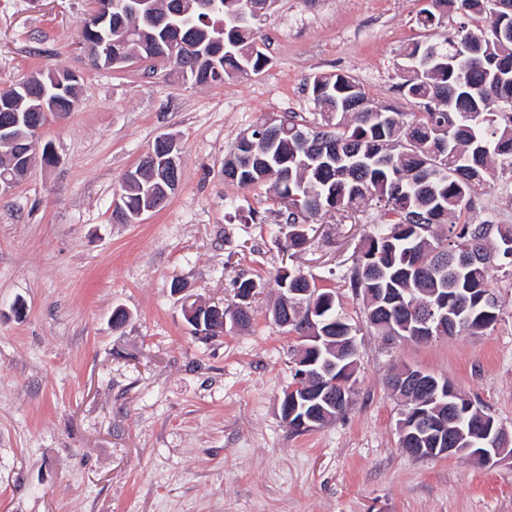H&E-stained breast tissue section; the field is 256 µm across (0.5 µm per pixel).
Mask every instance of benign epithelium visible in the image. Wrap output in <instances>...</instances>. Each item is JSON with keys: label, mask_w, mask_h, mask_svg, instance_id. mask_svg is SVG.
<instances>
[{"label": "benign epithelium", "mask_w": 512, "mask_h": 512, "mask_svg": "<svg viewBox=\"0 0 512 512\" xmlns=\"http://www.w3.org/2000/svg\"><path fill=\"white\" fill-rule=\"evenodd\" d=\"M170 51L156 42L143 46V50H135L129 54L124 62H139L144 56L159 62L169 63L174 60V43H168ZM411 69L420 75H430L441 68L440 56L428 45H422V52L413 58ZM0 140L11 143L17 161L18 174L10 180L0 181V195L8 194L17 183L23 180L33 167L35 153L34 138L25 134H15L11 127L0 128ZM159 142L165 149L156 152L149 150L139 162L129 169L123 178V186L136 184L147 172L160 174V177L169 181L171 187L176 188L179 183L173 180V174L180 167V154L176 141L167 135L159 137ZM186 315L192 321L199 334H211L224 331V328L233 329L241 327L239 314L235 309L222 310L216 306L208 311L207 318H202L197 306L192 304L186 308ZM448 317V312L435 303L427 304L424 315L415 321V334L412 339L420 342H429L434 337V324ZM294 382L285 390L281 401V414L284 423L291 429H314L316 426L335 417L350 403V371L337 373L336 363L317 365L312 359H298L295 369ZM392 385L404 394L416 395L420 398V409L405 412V421L400 423L401 439H419L421 435L428 434L433 437V446L430 448H414V455L423 458L454 457L473 451L476 457L486 466L498 464L503 457L500 448L512 442V433L502 426L480 423L479 444L464 441L465 434L457 429L448 432V421L444 417L435 418L427 410V406L435 401L447 399L448 387L424 371L403 368L392 375Z\"/></svg>", "instance_id": "7a95c632"}]
</instances>
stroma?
<instances>
[{
  "label": "stroma",
  "mask_w": 512,
  "mask_h": 512,
  "mask_svg": "<svg viewBox=\"0 0 512 512\" xmlns=\"http://www.w3.org/2000/svg\"><path fill=\"white\" fill-rule=\"evenodd\" d=\"M87 4L0 0V88L49 67L80 75L76 111L39 134L59 163L0 196V512H512V460L411 455L387 386L424 370L512 431V259L496 260L486 331L381 336L348 283L375 207L323 214L290 249L268 187L224 180L236 138L265 120L323 125L315 75L420 111L398 84L425 37L421 0H276L256 23L268 65L207 86L161 63L91 66L78 46ZM164 134L180 146L178 190L140 223L116 222L123 175ZM471 217L512 224V170L478 188ZM285 266L335 290L361 326L350 405L302 433L279 408L300 348L271 313ZM243 277L260 284L250 327L195 334L185 302H234Z\"/></svg>",
  "instance_id": "35a3bbf8"
}]
</instances>
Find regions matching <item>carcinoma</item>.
Segmentation results:
<instances>
[{
	"label": "carcinoma",
	"instance_id": "cac0c4a2",
	"mask_svg": "<svg viewBox=\"0 0 512 512\" xmlns=\"http://www.w3.org/2000/svg\"><path fill=\"white\" fill-rule=\"evenodd\" d=\"M112 14L100 22L85 18L81 42L111 46L117 53L144 37L164 38L162 29L136 27L125 18V0H113ZM448 10L483 25L461 23L452 36L431 43L437 53L455 56L458 48L486 36L482 54L464 56L435 76L399 75L403 94L423 106L404 121V113L371 104L355 80L343 74H323L312 81L315 106L336 117L327 130L304 129L293 119L257 128L249 140L239 137L234 150L262 159L241 167L228 183L240 188L270 184L276 200L285 204L288 244L306 240L308 219L331 211L358 210L368 205L381 211V223L366 239L349 278L362 297L366 324L383 336H409L408 308L420 302L443 301L448 310L445 335H475L498 319L497 298L490 288L496 255L512 256V224H474L466 214L475 190L497 169H512V37L495 39L494 22L479 10L480 0H443ZM224 20L218 12L195 9L176 19L172 37L212 36ZM417 23L426 30L441 27L433 9L419 11ZM269 58L257 41L253 24L227 27L219 71L209 84H222L246 66L254 73ZM183 80L196 81L184 55L169 64ZM44 85H29L24 77L0 90V123L16 115L33 119L41 105L54 99L51 70ZM503 108L485 112L487 101ZM149 183L123 190L121 203L128 212L146 204ZM277 286L288 295V313L299 323L308 321L310 306L317 313L316 332L322 336L320 358L347 366L341 360L335 336H354L357 327L340 313L331 289L316 291L314 279L299 270L282 268ZM290 288L311 289L309 295L287 294ZM461 427L468 438L481 419L472 400L461 393Z\"/></svg>",
	"mask_w": 512,
	"mask_h": 512
}]
</instances>
